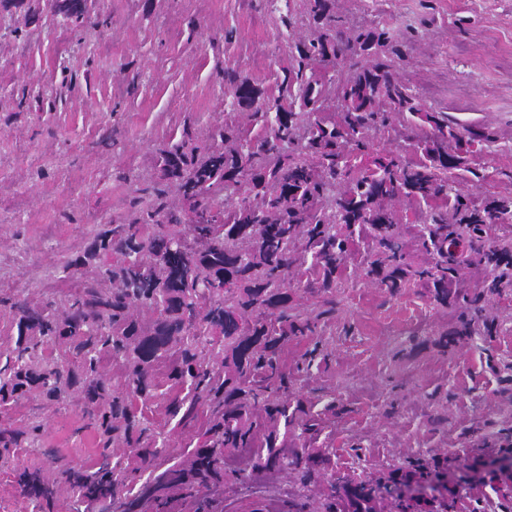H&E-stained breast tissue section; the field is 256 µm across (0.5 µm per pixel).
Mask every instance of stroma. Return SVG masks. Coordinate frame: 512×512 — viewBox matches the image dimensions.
Here are the masks:
<instances>
[{"instance_id": "stroma-1", "label": "stroma", "mask_w": 512, "mask_h": 512, "mask_svg": "<svg viewBox=\"0 0 512 512\" xmlns=\"http://www.w3.org/2000/svg\"><path fill=\"white\" fill-rule=\"evenodd\" d=\"M88 13L78 26L47 0H23L0 21V293L19 299L62 287L64 265L94 233L147 201L156 155L183 127L202 136L243 121L225 68L277 90L300 34L266 0H88ZM336 13L351 28L387 23L402 50L394 74L423 109L489 136L459 189L479 201L512 193V0H336ZM349 272L323 327L327 363L291 386L322 430L313 441L296 434L294 447L315 446L337 476L372 483L435 463L445 487L418 483L438 512H512L500 493L512 472L489 465L512 441V296L485 300L492 335L445 350L434 339L454 326L453 308L414 285L389 293L359 259ZM98 452L78 403L49 415L40 447L0 463V512H33L14 465ZM326 488L293 471L265 486L230 477L211 512H329Z\"/></svg>"}]
</instances>
